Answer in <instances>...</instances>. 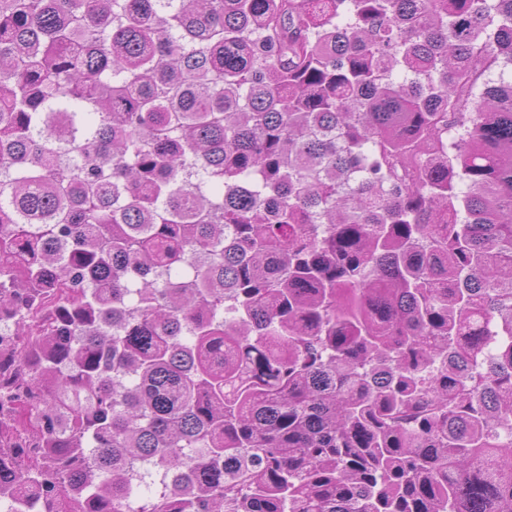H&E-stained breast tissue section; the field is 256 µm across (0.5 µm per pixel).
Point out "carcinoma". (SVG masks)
I'll return each instance as SVG.
<instances>
[{"label":"carcinoma","instance_id":"obj_1","mask_svg":"<svg viewBox=\"0 0 512 512\" xmlns=\"http://www.w3.org/2000/svg\"><path fill=\"white\" fill-rule=\"evenodd\" d=\"M507 68L512 0H0L3 512H512Z\"/></svg>","mask_w":512,"mask_h":512}]
</instances>
